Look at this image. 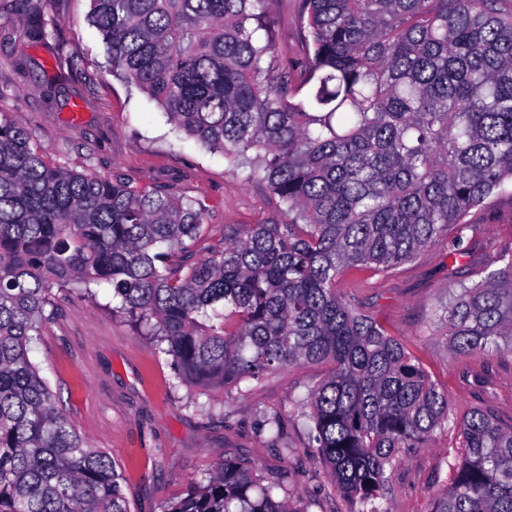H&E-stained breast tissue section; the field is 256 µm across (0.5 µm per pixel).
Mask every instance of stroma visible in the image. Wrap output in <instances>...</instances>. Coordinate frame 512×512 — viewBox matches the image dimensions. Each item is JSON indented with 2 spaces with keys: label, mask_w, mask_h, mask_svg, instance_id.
I'll list each match as a JSON object with an SVG mask.
<instances>
[{
  "label": "stroma",
  "mask_w": 512,
  "mask_h": 512,
  "mask_svg": "<svg viewBox=\"0 0 512 512\" xmlns=\"http://www.w3.org/2000/svg\"><path fill=\"white\" fill-rule=\"evenodd\" d=\"M89 10V0H47L45 15L57 25L42 44L30 38L21 9L0 10V114L47 147L52 164L127 175L138 186H166L200 201L209 239H220L228 226L278 217L264 182L249 179L248 169L229 170L221 153L178 132L145 93L113 76ZM272 11L277 63L298 67L305 57L299 0H275ZM59 42L89 67L55 69L52 49ZM468 221L463 232L449 231L390 272L351 269L337 286L447 391L453 418L480 409L509 428L512 352L455 354L438 314L458 284L480 281L500 252L512 251V195L491 197ZM110 299L105 285L94 298L56 291L55 310L29 356L77 432L117 463L131 512H163L231 454L248 458L261 477L284 475L300 512H350L324 474L308 420L295 410L328 365L286 368L222 391L189 389L178 384L170 358L109 309ZM273 415L281 419L276 438L261 427ZM458 445L457 430H438L406 450L392 472L389 512H432Z\"/></svg>",
  "instance_id": "35a3bbf8"
}]
</instances>
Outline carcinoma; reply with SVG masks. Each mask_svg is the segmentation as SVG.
Returning a JSON list of instances; mask_svg holds the SVG:
<instances>
[{
	"instance_id": "1",
	"label": "carcinoma",
	"mask_w": 512,
	"mask_h": 512,
	"mask_svg": "<svg viewBox=\"0 0 512 512\" xmlns=\"http://www.w3.org/2000/svg\"><path fill=\"white\" fill-rule=\"evenodd\" d=\"M270 0H91L112 72L170 121L254 173L287 220L202 248L205 207L166 186L54 166L0 115V512H131L29 358L53 289L107 283L186 387L326 363L300 403L351 512H386L406 448L455 427L433 512H512V428L448 394L336 288L388 272L512 187V10L500 0H302L305 66L275 64ZM254 157H249V153ZM439 320L463 354L512 350V252ZM284 478L230 456L164 512H302Z\"/></svg>"
}]
</instances>
